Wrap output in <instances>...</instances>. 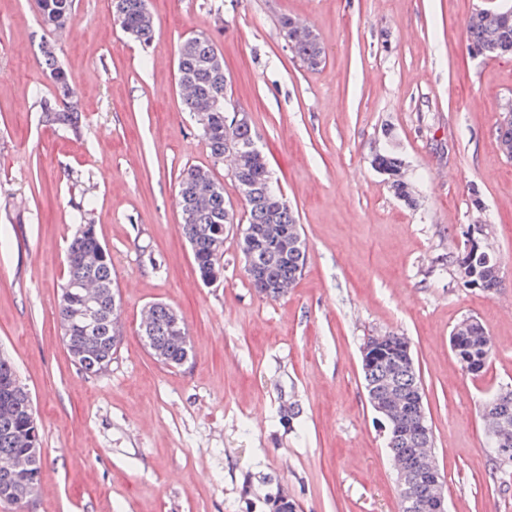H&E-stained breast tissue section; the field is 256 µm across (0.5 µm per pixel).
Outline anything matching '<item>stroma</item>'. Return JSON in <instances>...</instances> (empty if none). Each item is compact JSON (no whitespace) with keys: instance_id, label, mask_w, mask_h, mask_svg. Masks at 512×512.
I'll use <instances>...</instances> for the list:
<instances>
[{"instance_id":"35a3bbf8","label":"stroma","mask_w":512,"mask_h":512,"mask_svg":"<svg viewBox=\"0 0 512 512\" xmlns=\"http://www.w3.org/2000/svg\"><path fill=\"white\" fill-rule=\"evenodd\" d=\"M491 0H148L155 33L129 40L111 0H74L69 35L37 0H0V350L29 389L44 452L39 490L0 512H399L387 437L361 369L367 337L411 344L448 512H512V476L486 448L484 400L512 388V159L496 128L512 100V58L469 51L467 20ZM307 23L326 52L303 66L279 20ZM208 38L232 103L306 242L297 283L252 288L239 232L224 276L204 284L180 226L184 170L210 169L235 218L245 201L232 156L214 160L176 84L179 50ZM55 45L77 92L81 136L46 125L54 87L37 57ZM394 146L415 201L371 164ZM91 196L122 304L107 371L82 373L57 308L74 204ZM503 267L501 288L458 284L475 218ZM162 303L191 344L179 367L138 332ZM477 318L495 346L464 374L450 333Z\"/></svg>"}]
</instances>
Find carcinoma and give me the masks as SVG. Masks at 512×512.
Listing matches in <instances>:
<instances>
[{"mask_svg":"<svg viewBox=\"0 0 512 512\" xmlns=\"http://www.w3.org/2000/svg\"><path fill=\"white\" fill-rule=\"evenodd\" d=\"M42 24L47 28L62 29L70 21L73 0H38ZM120 27L135 40L147 43L154 32L153 18L149 15L147 0H115ZM467 32L474 46L496 45L512 50V12L495 9L489 13H472L467 21ZM293 53L301 63L311 70L319 68L325 60V52L318 38L310 29H304L296 37ZM214 53V45L204 37L186 40L180 48L177 79L185 80L189 94L183 95V103L192 114L209 112L210 127L201 133L211 156L224 158L228 144L244 146L254 138L252 127L236 129L231 138H224V74L211 70L206 60ZM40 64L49 74L54 86V100L41 101L43 121L51 126L63 128L78 137L82 133L81 112L69 75L61 64L54 45L45 42L40 48ZM372 164L386 171L387 183L395 195L409 202L415 201L414 187L409 179L403 159L392 149L385 148L375 153ZM238 187L247 192L245 201L247 215L240 227V248L246 246V232L253 226L276 224L288 230L294 238L301 236L300 225L288 202L279 205L271 202L275 189L268 163L243 161L242 169L233 175ZM179 208L181 229L191 246L196 269L202 281L214 275H222L220 263L224 251V232L234 223V214L224 201V188L208 168L193 167L183 172L179 181ZM81 214L73 238L67 249V276L61 287L59 320L65 346L79 369L83 372H103L112 364V356L118 345L112 342V298L116 295L112 280V262L106 246L101 242L96 225L86 221L93 211V200L83 197L75 204ZM488 225L474 224L466 230V247L457 257L456 278L462 286L468 285L491 292L501 287L502 279L496 270L497 253L488 243ZM306 261V245H300L296 255H284L279 246L269 243L262 255V263L273 266L278 278L267 284L264 296L278 298L294 287ZM92 282L99 286V308L103 322L97 333L85 332L72 326L71 319L77 305L68 297L69 284ZM151 334L143 339L150 351H159L160 362L167 366H179L189 356L187 339L170 336L173 310L165 304L149 306ZM474 339L465 348L456 352L462 370L477 377L488 369L494 350L493 342L486 331L471 332ZM14 369L11 361L0 356V459L25 457L26 449L39 447L38 427L30 425L34 415L28 391L19 383L10 385L8 375ZM365 386L377 392L391 391L398 397L409 394L421 383L416 371H403L389 362H377L363 369ZM419 447L417 439L404 437L395 442L390 452L408 458ZM42 461L27 474L16 469L0 468V496L8 500L26 501L38 488Z\"/></svg>","mask_w":512,"mask_h":512,"instance_id":"obj_1","label":"carcinoma"}]
</instances>
